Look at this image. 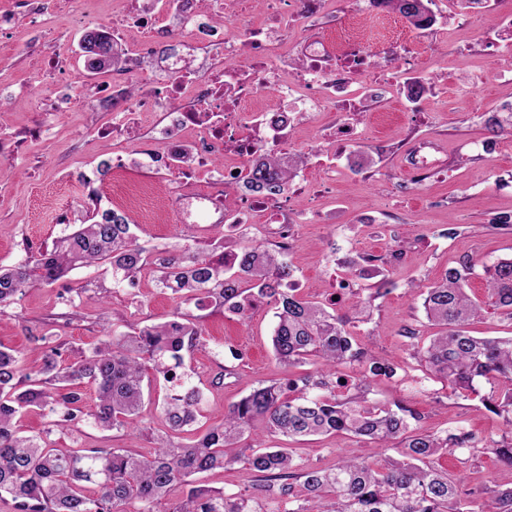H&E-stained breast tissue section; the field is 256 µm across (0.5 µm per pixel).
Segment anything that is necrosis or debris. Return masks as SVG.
<instances>
[{"label": "necrosis or debris", "instance_id": "obj_1", "mask_svg": "<svg viewBox=\"0 0 512 512\" xmlns=\"http://www.w3.org/2000/svg\"><path fill=\"white\" fill-rule=\"evenodd\" d=\"M280 9L263 24L239 25L236 0H149L145 12L126 11L112 29V41L124 42L127 32L146 29L166 17L180 23L186 54L206 53L211 65L204 71L187 69L184 56H173L169 78L160 87L129 104L112 124L113 131L150 125L159 148L150 152L151 169L171 168L180 138L186 132L200 137L196 163L210 167L211 155L225 152L237 159L233 168H220L211 177L208 193L180 198L184 215L203 214L213 222L272 224L281 251H288V228L300 223L301 214L290 199L242 195L238 189L249 171L248 161L261 148L282 147L301 118L328 109H358L352 86L367 67L380 76L395 65L417 67L421 49L403 39L386 38L366 47L359 34L366 11L363 0H348L344 32L322 33L289 50L291 33L311 27L323 14L327 0H278ZM225 18L224 31L208 26L213 15ZM248 58L247 76L225 69L229 60ZM276 93L274 109L256 107L262 89Z\"/></svg>", "mask_w": 512, "mask_h": 512}]
</instances>
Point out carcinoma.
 <instances>
[{
    "instance_id": "cac0c4a2",
    "label": "carcinoma",
    "mask_w": 512,
    "mask_h": 512,
    "mask_svg": "<svg viewBox=\"0 0 512 512\" xmlns=\"http://www.w3.org/2000/svg\"><path fill=\"white\" fill-rule=\"evenodd\" d=\"M418 28L435 19L431 0H375ZM85 67L93 73L126 65L122 51L112 45L111 33L101 27L81 40ZM495 134L512 135V106L495 110L486 119ZM306 162L298 154L285 157L264 151L250 165L244 187L257 194L280 195ZM226 237L211 249H148L138 242L128 217L99 205L86 212L82 224L58 238L52 248L32 252L9 268L0 267V309L16 303L26 289L52 285L72 270L102 267L112 275V287L134 288L149 269L156 286L198 309L213 303L245 319L257 304L276 309L272 347L276 359L293 365L306 360L319 364L315 374L297 382L260 385L224 412L222 422L186 442L171 436L191 431L198 421L204 394L179 372L184 353L203 345L199 317L177 312L173 319L116 336L103 329V338L88 349H77L59 332L47 330L30 339L42 349L36 376L23 372L14 349L0 346V502L8 512H512V486L493 491L490 502L476 510L462 496L459 483L435 466L448 451L476 447L477 438L463 428L428 433L420 415L397 404L372 401L360 379L341 380L336 365L369 363L368 371L391 378L396 367L368 356L348 325L366 322L372 301L362 298L346 312L336 301H313L300 295L294 269L285 255L252 236L231 250L224 261ZM380 258L360 255L346 261L344 286L366 273L380 272ZM474 264L465 256L424 291L428 320L442 328L423 347L419 366L424 377L439 380L461 393L480 397L485 407L509 428L488 449L512 469V337L479 338L467 330L484 311V303L466 291ZM490 305L512 321V258L484 266ZM172 384L163 404L164 429L154 438L152 451L129 448H73L62 453L50 436L78 432L91 423L103 431H135L133 416L144 400L148 373ZM95 389L93 407L84 388ZM489 386V393L481 390ZM37 407L50 418L35 436L16 429L18 416ZM343 433L375 444L374 455L395 449L398 457L374 460L347 455L330 468L307 466L286 448L263 447V436L297 439ZM253 437L255 450L244 456L260 484L252 495L194 486L189 477L222 469L244 435ZM310 495L299 503L297 486ZM184 486L180 497L172 492ZM275 496L277 509L267 508Z\"/></svg>"
}]
</instances>
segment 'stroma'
<instances>
[{"instance_id":"1","label":"stroma","mask_w":512,"mask_h":512,"mask_svg":"<svg viewBox=\"0 0 512 512\" xmlns=\"http://www.w3.org/2000/svg\"><path fill=\"white\" fill-rule=\"evenodd\" d=\"M26 0H14L10 24L0 27V138L17 143L13 156L0 159V264L14 265L26 247L43 248L63 236L64 225L55 223L58 208H65L70 222H77L89 205L86 194L65 196L62 177L79 184L81 175L92 174L101 160L122 156L125 166L110 170L108 184L99 192L102 206L125 211L136 225L140 244L148 248L183 245L192 238L195 247L208 249L223 232L220 224H178L168 216L165 201L149 199L153 175L140 160L153 143L144 129H133L103 138L100 128L109 126L114 113L128 104V84L114 72L86 74L89 87L100 97L94 103L76 102V90L63 72L51 73L42 61L47 49L67 52L71 68L81 69L79 43L89 29L108 25L123 11L124 0H39L40 14H33ZM501 0L485 6L458 9L452 0H432L434 14H458L460 22L447 31H434L423 55L422 68L434 78L430 93L416 105L415 113L403 110L407 90L393 83L383 98H375L372 78H362L356 95L366 107L360 116L367 129L365 146L378 160L357 174L347 153L324 143L326 130L341 122L336 111L318 112L296 128L291 154L307 158L310 183L293 182L287 192L298 210L309 205L339 208L335 224H297L292 229L289 258L296 270L300 292L323 299L345 274L343 263L357 255L383 257V273L393 283L390 294L374 300L369 323L356 331L360 346L370 353L394 359V377L364 375L361 367L341 365L349 376H365L371 399L386 405L403 404L421 417V427L441 432L456 426L473 432L481 447L442 455L438 463L449 475L460 478L463 490L475 504L487 501L484 489L512 480L486 441L500 439L505 431L500 418L488 412L478 397H464L440 382L415 386V351L435 335L437 328L426 317L420 296L426 285L444 271L470 257L475 265L468 288L472 297L487 298L485 263L512 257V229H496L492 217L512 213V137L493 136L485 126L488 111L512 102V53L505 47L498 27ZM482 73L469 94L457 88L458 80ZM62 105L48 131L38 135L34 126L54 100ZM432 144L433 177L423 183L411 178V148L415 141ZM494 141L486 151V141ZM333 170L334 181L323 188L324 170ZM455 238H448V228ZM401 259H392L394 250ZM92 268L72 271L49 287L28 289L17 304L0 313V344L24 356L26 371H37L41 355L28 339L29 328L50 314L67 313V336L79 347L95 344L103 327L115 332L162 323L172 318L179 302L157 288L152 273H145L137 287L121 288L100 299L90 283ZM81 289L75 303H67V291ZM276 322L273 306L259 307L243 319L225 309L203 322L206 343L185 357L184 371L205 394L203 415L197 423L205 430L220 414L259 385L297 379L312 373L313 365L288 366L277 361L271 336ZM416 326L415 339L404 337L406 326ZM231 377L223 384L214 378L223 370ZM269 446L289 448L299 461L328 467L350 454L368 457L369 443L341 435L288 442L268 438ZM230 448L226 468L198 474L197 482L229 493L252 489L256 475Z\"/></svg>"}]
</instances>
